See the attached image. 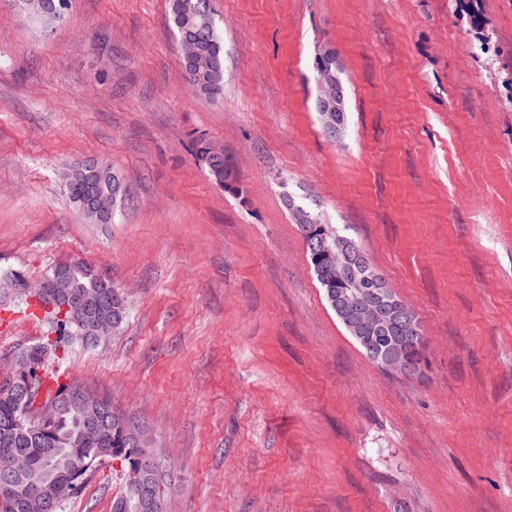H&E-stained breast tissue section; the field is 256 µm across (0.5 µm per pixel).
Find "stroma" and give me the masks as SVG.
Listing matches in <instances>:
<instances>
[{
    "label": "stroma",
    "mask_w": 512,
    "mask_h": 512,
    "mask_svg": "<svg viewBox=\"0 0 512 512\" xmlns=\"http://www.w3.org/2000/svg\"><path fill=\"white\" fill-rule=\"evenodd\" d=\"M224 97L180 76L170 0H0V271L84 261L128 316L44 366L150 440L166 512H512V0H210ZM333 52L347 125L325 135ZM223 148L236 190L194 150ZM112 165L93 224L68 165ZM348 227L422 321L381 369L309 266L289 202ZM0 296V383L44 328ZM107 460L60 512H112Z\"/></svg>",
    "instance_id": "obj_1"
}]
</instances>
